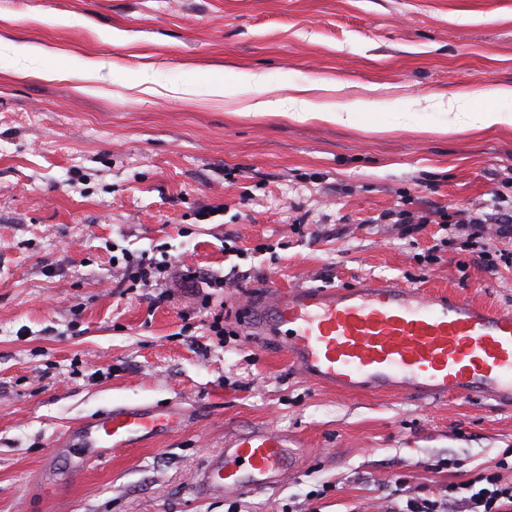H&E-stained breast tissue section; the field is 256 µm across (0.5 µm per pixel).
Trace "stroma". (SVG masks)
Instances as JSON below:
<instances>
[{
  "mask_svg": "<svg viewBox=\"0 0 512 512\" xmlns=\"http://www.w3.org/2000/svg\"><path fill=\"white\" fill-rule=\"evenodd\" d=\"M228 71L236 96L176 92ZM268 85L406 105L386 131L244 115ZM488 87L512 88V0H0V512H372L511 457L512 410L314 385L250 318L268 289L361 279L512 308V237L474 246L459 221L512 199V127L431 129L438 98L477 112ZM405 212L448 221L405 235ZM126 255L171 273L128 288ZM167 403L189 424L106 465L74 476L50 452ZM266 425L303 448L293 471L199 496L225 432Z\"/></svg>",
  "mask_w": 512,
  "mask_h": 512,
  "instance_id": "obj_1",
  "label": "stroma"
}]
</instances>
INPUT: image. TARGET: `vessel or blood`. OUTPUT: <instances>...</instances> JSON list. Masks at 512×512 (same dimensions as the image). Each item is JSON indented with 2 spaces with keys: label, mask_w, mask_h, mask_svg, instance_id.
<instances>
[{
  "label": "vessel or blood",
  "mask_w": 512,
  "mask_h": 512,
  "mask_svg": "<svg viewBox=\"0 0 512 512\" xmlns=\"http://www.w3.org/2000/svg\"><path fill=\"white\" fill-rule=\"evenodd\" d=\"M252 321L271 331L303 377L339 392L403 394L419 400L482 395L512 408V308L466 302L444 292L391 282L333 289L272 290ZM176 407H120L65 434L74 473L113 449L152 441L186 425ZM299 462L288 435L258 427L224 437L194 488L202 496H233L277 484Z\"/></svg>",
  "instance_id": "1"
}]
</instances>
